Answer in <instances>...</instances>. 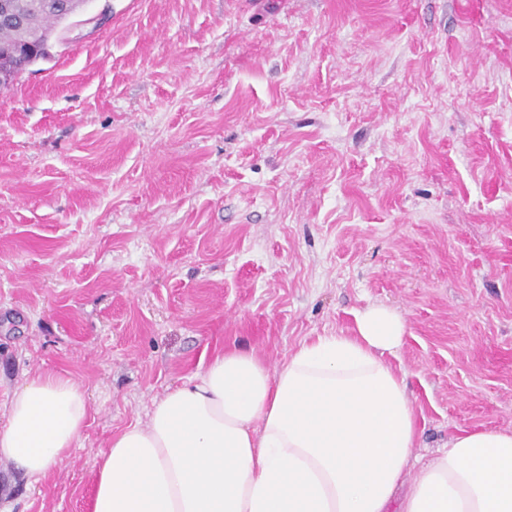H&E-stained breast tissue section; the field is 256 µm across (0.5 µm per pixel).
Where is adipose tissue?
Masks as SVG:
<instances>
[{
	"label": "adipose tissue",
	"instance_id": "obj_1",
	"mask_svg": "<svg viewBox=\"0 0 512 512\" xmlns=\"http://www.w3.org/2000/svg\"><path fill=\"white\" fill-rule=\"evenodd\" d=\"M403 320L373 306L351 336L269 365L236 346L155 400L97 456L90 512H512V430L452 436L429 459L403 373ZM88 395L39 368L0 407V460L41 480L76 448Z\"/></svg>",
	"mask_w": 512,
	"mask_h": 512
}]
</instances>
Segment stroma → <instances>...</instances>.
<instances>
[{
	"mask_svg": "<svg viewBox=\"0 0 512 512\" xmlns=\"http://www.w3.org/2000/svg\"><path fill=\"white\" fill-rule=\"evenodd\" d=\"M0 89V403L89 397L0 512H88L97 455L228 345L405 333L419 454L512 430V0H90Z\"/></svg>",
	"mask_w": 512,
	"mask_h": 512,
	"instance_id": "35a3bbf8",
	"label": "stroma"
}]
</instances>
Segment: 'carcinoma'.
Instances as JSON below:
<instances>
[{"mask_svg":"<svg viewBox=\"0 0 512 512\" xmlns=\"http://www.w3.org/2000/svg\"><path fill=\"white\" fill-rule=\"evenodd\" d=\"M17 15L25 27L17 30L11 24L0 22V69L17 77L23 72L26 49L33 45L47 55L50 42L45 36L61 41L68 20L59 13V4L65 2L72 12H82L86 0H12Z\"/></svg>","mask_w":512,"mask_h":512,"instance_id":"carcinoma-1","label":"carcinoma"}]
</instances>
